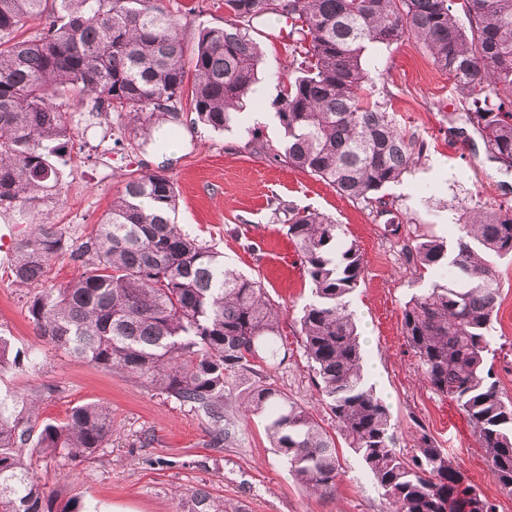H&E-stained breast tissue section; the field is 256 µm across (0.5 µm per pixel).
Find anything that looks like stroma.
I'll use <instances>...</instances> for the list:
<instances>
[{"label":"stroma","mask_w":512,"mask_h":512,"mask_svg":"<svg viewBox=\"0 0 512 512\" xmlns=\"http://www.w3.org/2000/svg\"><path fill=\"white\" fill-rule=\"evenodd\" d=\"M186 43L204 27L223 26L224 0H166ZM289 23L273 16L257 28L264 48L252 100L237 111L228 128L213 132L194 124L188 107L176 122L175 146L138 145L133 133L113 118L81 129L62 168L65 194L45 207L49 221L65 227L72 240L86 236L122 188L124 174L160 171L178 191L176 221L183 229L223 252L227 264L261 279L285 312L282 321L288 358L269 367L280 388L310 406L317 389L300 347L299 317L310 285L301 257L283 225L274 220L277 204L309 208L340 224L365 260V274L351 296L364 344L366 366L376 368V391L389 405L397 449L408 451L416 425H423L461 471L496 505L511 498L492 479L485 452L454 403L438 395L418 374L405 345L402 311L426 280L411 274L401 248L411 230L450 237L465 208L512 202V172L488 160L477 132L448 133L457 101L447 74L433 65L414 40L366 53L376 77L372 98L393 112L397 123L424 141L425 156L415 170L384 190L392 208L382 217L332 185L293 168L283 159L255 153L249 140L259 136L279 145L283 130L269 101L278 76L286 75ZM11 244L0 240V334L33 359L0 371V394L26 396L54 386L43 398L40 418L62 421L74 406L97 402L112 411L111 443L94 457L76 462L42 463L37 475L47 490L96 507L97 512H181L194 489L244 505L246 512H385L372 476L350 449H340L335 492L319 496L298 485L271 447L265 420L240 421L232 448L208 447L209 423L178 402L149 391L116 370H104L62 351L41 337L28 317L27 291L15 287L3 270ZM499 309L493 321L492 364L500 391L512 396V258L496 260ZM149 437L140 447L141 437Z\"/></svg>","instance_id":"35a3bbf8"}]
</instances>
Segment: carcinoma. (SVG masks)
<instances>
[{
	"label": "carcinoma",
	"mask_w": 512,
	"mask_h": 512,
	"mask_svg": "<svg viewBox=\"0 0 512 512\" xmlns=\"http://www.w3.org/2000/svg\"><path fill=\"white\" fill-rule=\"evenodd\" d=\"M229 20L198 33L191 55L165 0H0V212L29 230L15 240L13 283L39 286L26 308L58 350L118 370L209 421L208 446L236 442L235 416L262 415L272 446L299 485L336 490V441L305 407L268 380L283 363V312L262 282L174 223L176 187L132 171L79 244L43 219L63 193L58 161L79 134L76 94L91 116H115L148 139L179 119L192 78L193 122L229 127L254 92L263 47L252 35L272 15L291 20L288 78L270 101L284 130L280 153L378 214L380 192L411 172L425 143L368 101L365 54L404 37L448 74L460 119L480 134L488 159L512 171V0H224ZM462 11L464 20L458 19ZM35 17L37 34L18 38ZM297 245L312 297L299 320L318 404L362 461L391 512H496L433 436L419 428L412 451L396 449L389 406L364 373L349 296L363 279L358 245L320 213L278 205ZM429 287L404 304L402 333L425 381L455 403L484 449L495 482L512 492V398L487 365L500 286L495 257L512 255V205L465 211L448 242L413 232L402 247ZM81 273L46 284L53 260ZM22 364L0 335V366ZM37 396L0 397V512H79L45 491L40 462L92 457L112 441V412L99 403L41 422ZM182 512H244L197 489Z\"/></svg>",
	"instance_id": "cac0c4a2"
}]
</instances>
